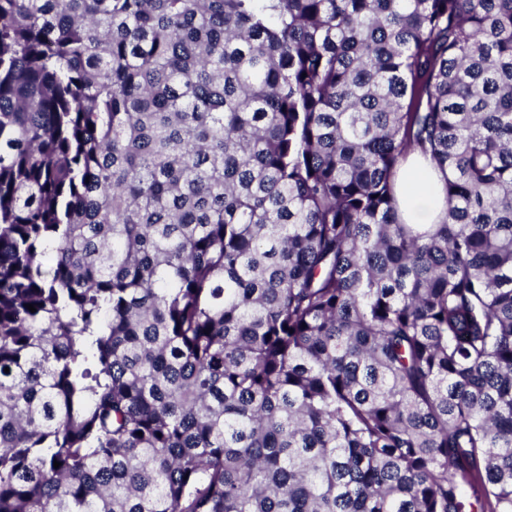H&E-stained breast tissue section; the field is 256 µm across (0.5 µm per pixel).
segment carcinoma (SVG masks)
<instances>
[{
	"label": "carcinoma",
	"instance_id": "carcinoma-1",
	"mask_svg": "<svg viewBox=\"0 0 512 512\" xmlns=\"http://www.w3.org/2000/svg\"><path fill=\"white\" fill-rule=\"evenodd\" d=\"M0 512H512V0H0ZM399 205L407 224H438L443 216V180L434 168L408 162L399 175Z\"/></svg>",
	"mask_w": 512,
	"mask_h": 512
}]
</instances>
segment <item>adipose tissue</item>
I'll list each match as a JSON object with an SVG mask.
<instances>
[{
    "label": "adipose tissue",
    "mask_w": 512,
    "mask_h": 512,
    "mask_svg": "<svg viewBox=\"0 0 512 512\" xmlns=\"http://www.w3.org/2000/svg\"><path fill=\"white\" fill-rule=\"evenodd\" d=\"M399 205L410 224H436L443 216V180L434 168L407 163L399 175Z\"/></svg>",
    "instance_id": "obj_1"
}]
</instances>
